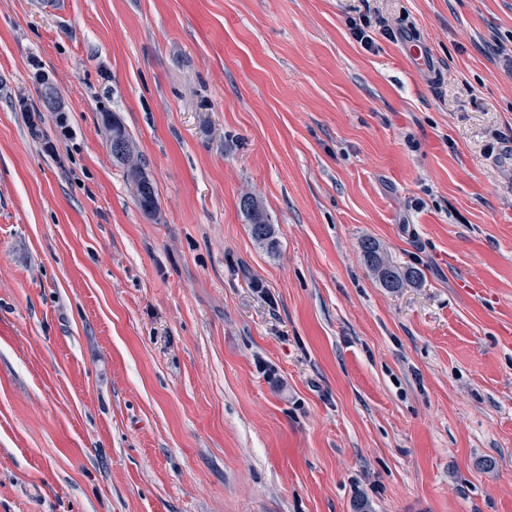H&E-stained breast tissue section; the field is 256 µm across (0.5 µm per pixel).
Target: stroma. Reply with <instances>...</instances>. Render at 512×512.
I'll return each instance as SVG.
<instances>
[{
    "label": "stroma",
    "instance_id": "35a3bbf8",
    "mask_svg": "<svg viewBox=\"0 0 512 512\" xmlns=\"http://www.w3.org/2000/svg\"><path fill=\"white\" fill-rule=\"evenodd\" d=\"M361 499L512 512V0H0V512ZM240 208L248 217L250 234L254 242L267 250H274L276 240L272 224H270L267 214L259 207L256 199L251 195L242 196ZM360 246L366 262L383 283L384 287L399 288L403 285L404 280L419 279L417 271L407 270L404 273H400L391 264L385 262L380 256L375 242L372 240L365 239L361 242Z\"/></svg>",
    "mask_w": 512,
    "mask_h": 512
}]
</instances>
